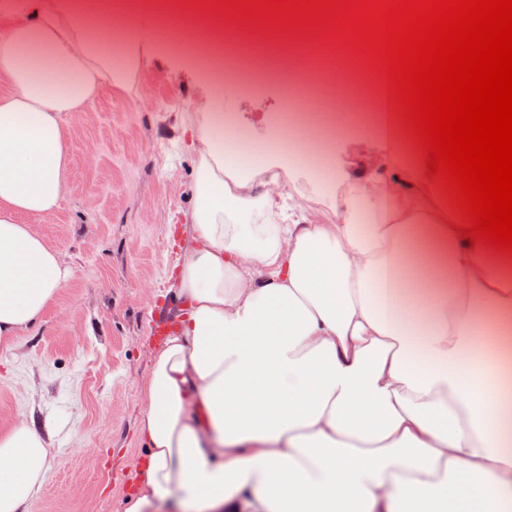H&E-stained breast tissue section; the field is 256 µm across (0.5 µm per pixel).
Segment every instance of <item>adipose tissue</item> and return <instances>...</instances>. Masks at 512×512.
<instances>
[{"mask_svg":"<svg viewBox=\"0 0 512 512\" xmlns=\"http://www.w3.org/2000/svg\"><path fill=\"white\" fill-rule=\"evenodd\" d=\"M111 42L70 0H0L2 340L72 277L31 223L65 195L66 118L111 83L139 95L138 35ZM204 108L185 307L153 354L124 512H512V258L460 239L400 124L332 157L316 208L284 155ZM50 455L25 422L0 431V512H30Z\"/></svg>","mask_w":512,"mask_h":512,"instance_id":"obj_1","label":"adipose tissue"}]
</instances>
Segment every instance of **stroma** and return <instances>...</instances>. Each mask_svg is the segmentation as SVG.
Segmentation results:
<instances>
[{
	"label": "stroma",
	"instance_id": "obj_1",
	"mask_svg": "<svg viewBox=\"0 0 512 512\" xmlns=\"http://www.w3.org/2000/svg\"><path fill=\"white\" fill-rule=\"evenodd\" d=\"M158 0H137L143 103L105 86L92 112L68 124L73 151L57 211L34 226L73 271L55 306L9 342L0 341V429L24 420L53 450L31 512H124L129 479L145 448L138 437L142 392L156 346L153 315L175 309L170 277L195 155L198 62L211 50L246 46L259 35L219 28L211 45L168 35L172 15ZM310 52L291 48L261 93L222 83L218 109L237 125L253 113L281 115L287 76Z\"/></svg>",
	"mask_w": 512,
	"mask_h": 512
}]
</instances>
